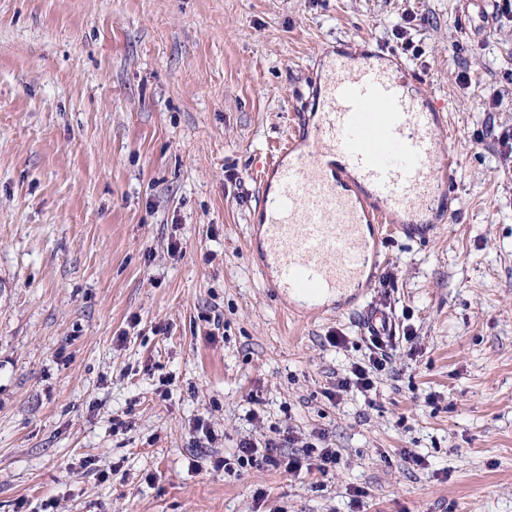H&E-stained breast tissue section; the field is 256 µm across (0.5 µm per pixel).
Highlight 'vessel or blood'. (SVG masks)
Segmentation results:
<instances>
[{
	"label": "vessel or blood",
	"instance_id": "1",
	"mask_svg": "<svg viewBox=\"0 0 512 512\" xmlns=\"http://www.w3.org/2000/svg\"><path fill=\"white\" fill-rule=\"evenodd\" d=\"M406 65L332 57L314 128L297 126L266 169L277 182L260 227L261 270L275 291L311 312L329 296L364 287L379 264L380 235L429 234L435 202L454 198V156ZM335 157L333 177L323 161Z\"/></svg>",
	"mask_w": 512,
	"mask_h": 512
}]
</instances>
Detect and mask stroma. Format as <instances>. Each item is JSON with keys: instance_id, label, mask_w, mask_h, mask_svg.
Returning <instances> with one entry per match:
<instances>
[{"instance_id": "1", "label": "stroma", "mask_w": 512, "mask_h": 512, "mask_svg": "<svg viewBox=\"0 0 512 512\" xmlns=\"http://www.w3.org/2000/svg\"><path fill=\"white\" fill-rule=\"evenodd\" d=\"M483 7L0 0V512H512V18ZM377 52L446 116L456 196L305 315L257 268V174L328 58ZM370 304L410 339L328 400ZM278 428L336 469H214Z\"/></svg>"}]
</instances>
